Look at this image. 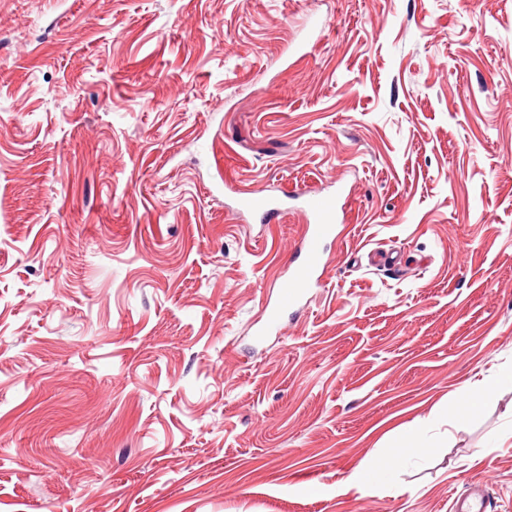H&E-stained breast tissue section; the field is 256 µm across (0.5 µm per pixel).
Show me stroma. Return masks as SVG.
<instances>
[{"instance_id":"stroma-1","label":"stroma","mask_w":512,"mask_h":512,"mask_svg":"<svg viewBox=\"0 0 512 512\" xmlns=\"http://www.w3.org/2000/svg\"><path fill=\"white\" fill-rule=\"evenodd\" d=\"M509 364L512 0H0V512H512ZM297 192V193H296ZM302 199L309 224L301 239L296 264L289 267L287 277L282 278L272 288H276L275 301L266 305V320L272 327L278 323L284 308L293 305L313 288L324 286V273L327 265L325 241L335 235L338 224V204L336 197L326 193L296 191ZM240 205L246 210L260 213L265 222L278 219L283 212L277 200L255 192H241ZM512 386V365L501 368L491 380H482L467 392V401L471 408L485 404L499 386Z\"/></svg>"}]
</instances>
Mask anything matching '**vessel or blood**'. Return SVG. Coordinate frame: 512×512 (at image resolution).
Here are the masks:
<instances>
[{
	"label": "vessel or blood",
	"instance_id": "vessel-or-blood-1",
	"mask_svg": "<svg viewBox=\"0 0 512 512\" xmlns=\"http://www.w3.org/2000/svg\"><path fill=\"white\" fill-rule=\"evenodd\" d=\"M300 197L308 224L300 242L298 262L277 283L275 301L265 308L267 324L271 327L277 324L284 308L325 283V242L336 232L338 204L335 196L326 193L304 191ZM240 204L246 210L260 213L266 221L278 219L282 213L277 200L254 192L242 193Z\"/></svg>",
	"mask_w": 512,
	"mask_h": 512
}]
</instances>
